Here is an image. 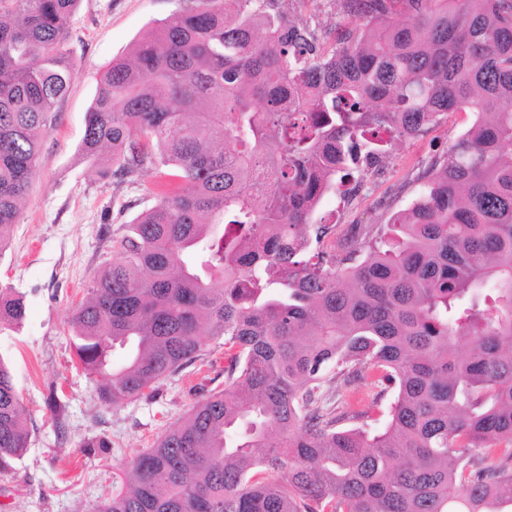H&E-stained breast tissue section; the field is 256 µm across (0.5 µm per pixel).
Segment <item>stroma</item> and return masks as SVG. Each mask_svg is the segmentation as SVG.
Returning a JSON list of instances; mask_svg holds the SVG:
<instances>
[{
    "mask_svg": "<svg viewBox=\"0 0 512 512\" xmlns=\"http://www.w3.org/2000/svg\"><path fill=\"white\" fill-rule=\"evenodd\" d=\"M189 0H80L67 49L72 59L59 118L42 147V165L21 207L8 247L0 252V289L21 298V325L0 327V359L10 367L25 407L30 445L13 470L0 474V512H95L112 495L129 463L198 402L224 387V347L212 345L196 362L120 405L104 402L79 366L72 317L94 276L118 257L129 224L154 201L162 176L101 178L97 160L80 152L87 113L104 68L128 58L135 44ZM451 113L418 138L393 145L383 164L364 172L357 194L326 199L317 215L337 226L386 225L408 208L432 161L472 124ZM57 397L61 415L48 407ZM354 398L369 431L390 420L392 392L365 371ZM106 447H93L96 439Z\"/></svg>",
    "mask_w": 512,
    "mask_h": 512,
    "instance_id": "1",
    "label": "stroma"
}]
</instances>
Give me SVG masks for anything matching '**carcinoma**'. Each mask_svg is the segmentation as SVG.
Listing matches in <instances>:
<instances>
[{
    "label": "carcinoma",
    "mask_w": 512,
    "mask_h": 512,
    "mask_svg": "<svg viewBox=\"0 0 512 512\" xmlns=\"http://www.w3.org/2000/svg\"><path fill=\"white\" fill-rule=\"evenodd\" d=\"M79 2L0 0V251L69 87ZM281 2L191 0L98 83L83 155L177 189L92 280L79 364L114 405L211 342L227 365L96 512H512V0H336L331 34ZM449 112L475 120L419 199L321 249L320 197ZM23 318L0 290V324ZM367 369L395 389L375 434L349 402ZM27 448L0 360V474Z\"/></svg>",
    "instance_id": "carcinoma-1"
}]
</instances>
